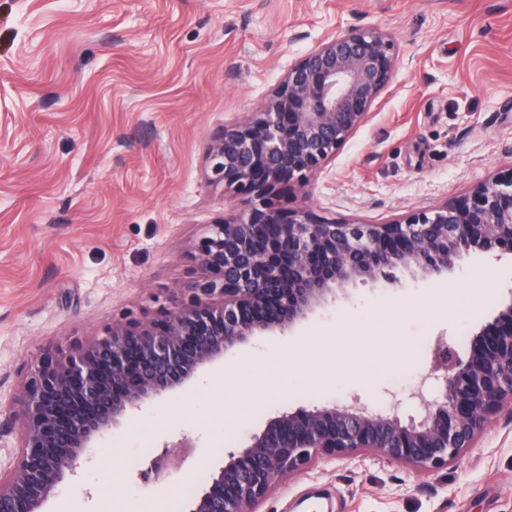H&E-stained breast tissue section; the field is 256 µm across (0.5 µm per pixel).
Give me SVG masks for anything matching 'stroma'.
Here are the masks:
<instances>
[{
	"label": "stroma",
	"mask_w": 512,
	"mask_h": 512,
	"mask_svg": "<svg viewBox=\"0 0 512 512\" xmlns=\"http://www.w3.org/2000/svg\"><path fill=\"white\" fill-rule=\"evenodd\" d=\"M372 27L394 43L392 79L289 207L380 224L512 169V0H0L1 422L41 354L181 305L203 275L198 239L244 209L208 182L209 146L324 39ZM395 275L147 404L90 449L48 512H187L225 454L281 413L357 397L416 413L437 340L468 351L512 289V254ZM312 338L333 342L336 380L313 381L317 363L279 370ZM228 367L244 384L273 369L278 394L225 419L208 385ZM163 453L165 471L144 478ZM258 510L512 512V407L446 468L320 458Z\"/></svg>",
	"instance_id": "obj_1"
}]
</instances>
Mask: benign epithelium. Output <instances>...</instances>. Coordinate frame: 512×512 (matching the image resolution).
Masks as SVG:
<instances>
[{
	"mask_svg": "<svg viewBox=\"0 0 512 512\" xmlns=\"http://www.w3.org/2000/svg\"><path fill=\"white\" fill-rule=\"evenodd\" d=\"M394 45L375 29L328 38L292 64L260 111L224 126L207 154L213 184L246 212L210 225L196 246L205 277L189 299L147 323L118 322L91 341L31 363L14 396L17 452L0 466V512H44L89 449L120 422L197 378L263 332L291 328L335 287L429 275L470 252L512 251V171L462 198L390 223L321 221L286 209L284 191L324 169L388 85ZM441 390L406 420L355 400L283 413L228 452L188 512H257L275 481L319 456L372 453L424 473L442 469L512 403V291L461 355L438 344Z\"/></svg>",
	"mask_w": 512,
	"mask_h": 512,
	"instance_id": "obj_1",
	"label": "benign epithelium"
}]
</instances>
